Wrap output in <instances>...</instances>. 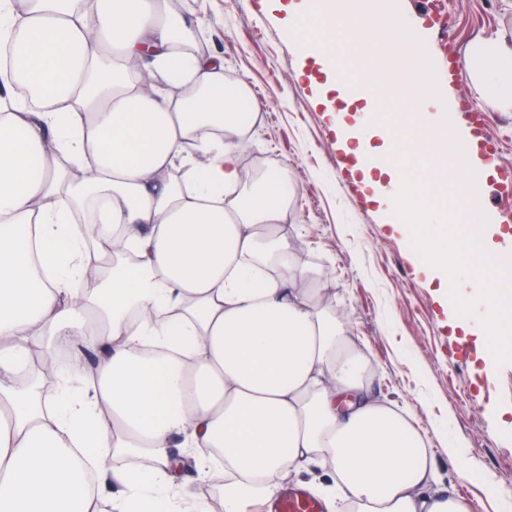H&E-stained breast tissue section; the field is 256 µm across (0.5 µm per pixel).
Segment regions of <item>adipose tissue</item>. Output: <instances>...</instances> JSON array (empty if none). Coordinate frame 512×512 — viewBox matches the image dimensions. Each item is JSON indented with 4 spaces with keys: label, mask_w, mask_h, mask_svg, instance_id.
<instances>
[{
    "label": "adipose tissue",
    "mask_w": 512,
    "mask_h": 512,
    "mask_svg": "<svg viewBox=\"0 0 512 512\" xmlns=\"http://www.w3.org/2000/svg\"><path fill=\"white\" fill-rule=\"evenodd\" d=\"M335 21L363 69L307 38L323 92L361 101L347 153L398 231L447 223L394 160L388 130L410 108L425 145L424 184L443 182L452 151L446 93L421 88L434 65L408 57L424 30L395 0H342ZM463 78L512 105V45L483 41ZM393 76L396 102L379 97ZM28 81L31 100L15 85ZM224 62L184 45L169 0H0V512H104L101 486L124 489L119 512H210L172 470L183 437L199 462L224 458V512H274L279 480L302 464L329 512H470L436 481L431 453L369 393L370 370L346 323L321 306L282 233L288 201L272 182L242 191L246 136L224 92ZM99 227L88 243L86 224ZM37 236L48 272L30 271ZM107 267L96 293L76 288ZM96 350L89 384L26 383L33 356L58 344ZM117 454L150 466L109 470Z\"/></svg>",
    "instance_id": "ef3b65f1"
}]
</instances>
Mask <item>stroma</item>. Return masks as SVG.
Masks as SVG:
<instances>
[{"instance_id":"stroma-1","label":"stroma","mask_w":512,"mask_h":512,"mask_svg":"<svg viewBox=\"0 0 512 512\" xmlns=\"http://www.w3.org/2000/svg\"><path fill=\"white\" fill-rule=\"evenodd\" d=\"M305 0H178L175 12L202 54L224 59V73L248 93L257 126L241 157L244 175L260 171L288 184L283 231L314 277L327 281L323 305L345 318L357 349L374 370L372 391L398 405L410 429L430 448L443 482L468 501L470 512H503L512 501V427L497 409L512 408V363L482 369L473 339L463 338L417 270L409 239L386 224L344 164L348 155L327 106L299 73L297 40L288 10ZM426 31L436 65L449 48L466 55L484 40L512 43V0H438L425 17L419 0H400ZM454 125L472 130L485 114L495 157L478 152L486 168L482 210L512 232V109L500 107L468 81L451 83ZM414 118L401 111L391 132L405 141L397 163L411 179L424 164ZM466 470H459V462Z\"/></svg>"}]
</instances>
